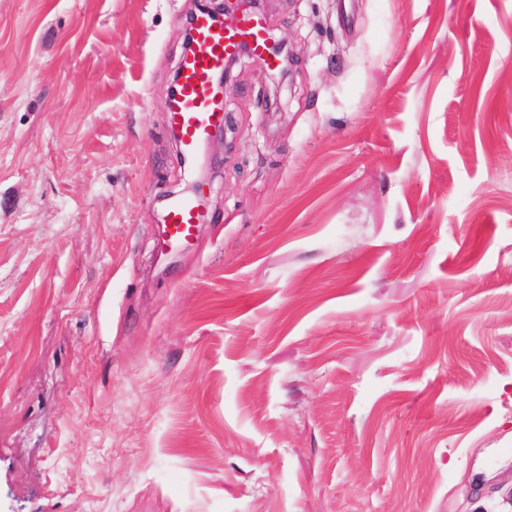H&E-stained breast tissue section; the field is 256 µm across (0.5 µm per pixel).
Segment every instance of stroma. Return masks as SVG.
Wrapping results in <instances>:
<instances>
[{"instance_id":"stroma-1","label":"stroma","mask_w":512,"mask_h":512,"mask_svg":"<svg viewBox=\"0 0 512 512\" xmlns=\"http://www.w3.org/2000/svg\"><path fill=\"white\" fill-rule=\"evenodd\" d=\"M192 0H0V512H497L512 0H264L193 246ZM201 215V204L195 195L171 199L165 219L168 243L182 246L190 242L195 236Z\"/></svg>"}]
</instances>
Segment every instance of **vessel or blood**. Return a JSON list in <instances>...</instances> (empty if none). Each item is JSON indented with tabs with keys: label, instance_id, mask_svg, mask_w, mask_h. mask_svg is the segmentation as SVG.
<instances>
[{
	"label": "vessel or blood",
	"instance_id": "vessel-or-blood-1",
	"mask_svg": "<svg viewBox=\"0 0 512 512\" xmlns=\"http://www.w3.org/2000/svg\"><path fill=\"white\" fill-rule=\"evenodd\" d=\"M191 24L193 47L181 61L178 93L168 113V125L177 133L182 151L188 156L197 154L224 124L225 114L213 102L212 80L229 61L246 49L270 68L280 65L268 45L266 22L256 14L219 18L201 12ZM200 221L201 204L196 196L171 199L165 219L169 244L181 246L190 242Z\"/></svg>",
	"mask_w": 512,
	"mask_h": 512
}]
</instances>
